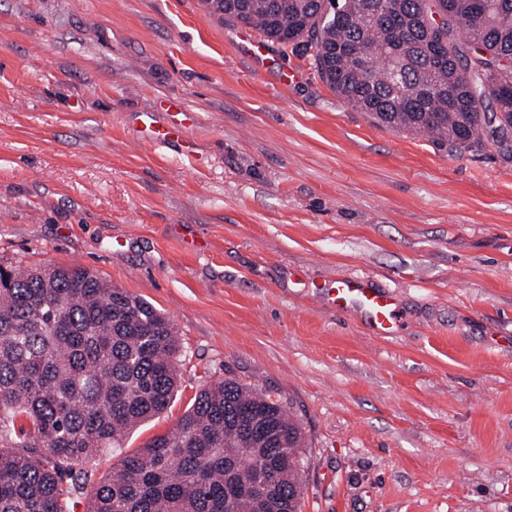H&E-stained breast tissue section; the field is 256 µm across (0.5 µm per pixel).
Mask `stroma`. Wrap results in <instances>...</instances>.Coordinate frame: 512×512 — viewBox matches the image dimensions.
Masks as SVG:
<instances>
[{
  "instance_id": "35a3bbf8",
  "label": "stroma",
  "mask_w": 512,
  "mask_h": 512,
  "mask_svg": "<svg viewBox=\"0 0 512 512\" xmlns=\"http://www.w3.org/2000/svg\"><path fill=\"white\" fill-rule=\"evenodd\" d=\"M257 36L206 0H0V265L87 268L179 332L172 406L91 481L233 378L300 423V512H512V161L378 125ZM172 97L189 156L133 128ZM352 273L395 334L326 305ZM387 288L378 286L366 273L346 275L336 279L328 288V302L339 313L351 309L359 311L372 334L386 336L401 323L396 297Z\"/></svg>"
}]
</instances>
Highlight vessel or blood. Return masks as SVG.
Returning <instances> with one entry per match:
<instances>
[{
    "instance_id": "1",
    "label": "vessel or blood",
    "mask_w": 512,
    "mask_h": 512,
    "mask_svg": "<svg viewBox=\"0 0 512 512\" xmlns=\"http://www.w3.org/2000/svg\"><path fill=\"white\" fill-rule=\"evenodd\" d=\"M170 121L161 125L152 113H142L138 133L142 140L166 142L182 138L187 127L196 120L182 100H172L168 107ZM329 302L337 312L356 310L366 319L369 331L377 336L393 333L401 323V316L394 293L378 286L366 273L346 275L336 279L328 290Z\"/></svg>"
}]
</instances>
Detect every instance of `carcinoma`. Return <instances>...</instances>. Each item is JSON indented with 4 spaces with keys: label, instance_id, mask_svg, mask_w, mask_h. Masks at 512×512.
<instances>
[{
    "label": "carcinoma",
    "instance_id": "carcinoma-1",
    "mask_svg": "<svg viewBox=\"0 0 512 512\" xmlns=\"http://www.w3.org/2000/svg\"><path fill=\"white\" fill-rule=\"evenodd\" d=\"M313 51L320 79L394 131L512 160V0H206ZM0 512H70L86 464L178 391L175 325L80 267L0 266ZM303 432L226 379L125 455L85 512H300Z\"/></svg>",
    "mask_w": 512,
    "mask_h": 512
}]
</instances>
